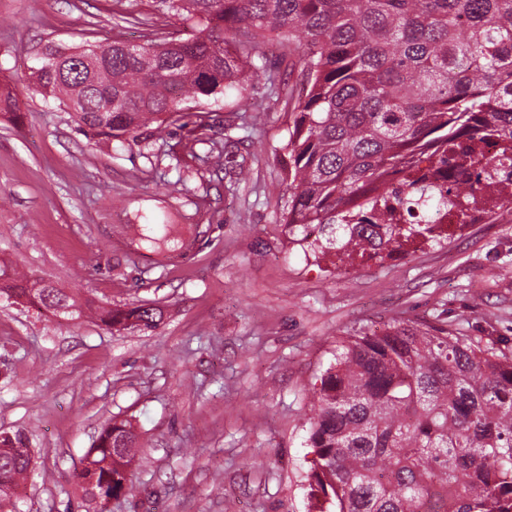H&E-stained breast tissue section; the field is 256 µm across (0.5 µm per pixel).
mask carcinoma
I'll return each instance as SVG.
<instances>
[{"label":"carcinoma","instance_id":"1","mask_svg":"<svg viewBox=\"0 0 512 512\" xmlns=\"http://www.w3.org/2000/svg\"><path fill=\"white\" fill-rule=\"evenodd\" d=\"M198 27L181 41L102 40L55 50L32 90L65 105L89 140H148L190 101L245 91L264 39L300 52L304 95L288 140L283 223L313 228L310 249L378 254L435 239L433 214L512 186V0H155ZM498 147L504 179L439 189L427 174L470 173ZM427 168H422L423 162ZM0 293L40 309L153 330L151 305L93 307L0 266ZM308 419L310 495L320 512H512V350L446 322L393 321L336 344ZM0 440V508L35 468ZM138 448L112 421L76 474L83 496L134 494Z\"/></svg>","mask_w":512,"mask_h":512}]
</instances>
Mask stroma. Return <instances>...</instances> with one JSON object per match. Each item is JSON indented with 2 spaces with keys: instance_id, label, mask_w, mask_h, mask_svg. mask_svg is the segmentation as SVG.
I'll list each match as a JSON object with an SVG mask.
<instances>
[{
  "instance_id": "35a3bbf8",
  "label": "stroma",
  "mask_w": 512,
  "mask_h": 512,
  "mask_svg": "<svg viewBox=\"0 0 512 512\" xmlns=\"http://www.w3.org/2000/svg\"><path fill=\"white\" fill-rule=\"evenodd\" d=\"M185 39L153 0H0V264L102 307L149 302L155 330L63 320L0 294V435L22 434L38 471L17 512H96L75 473L112 420H128L142 493L107 512H317L306 444L312 391L337 341L395 319L441 318L512 347V223L452 226L379 256L313 254L283 224L299 55L252 52L243 101L192 106L149 141H91L66 107L29 92L46 47L144 41L127 16ZM222 166L202 163L212 145ZM251 175L239 181L236 166ZM161 224L169 247L144 242Z\"/></svg>"
}]
</instances>
